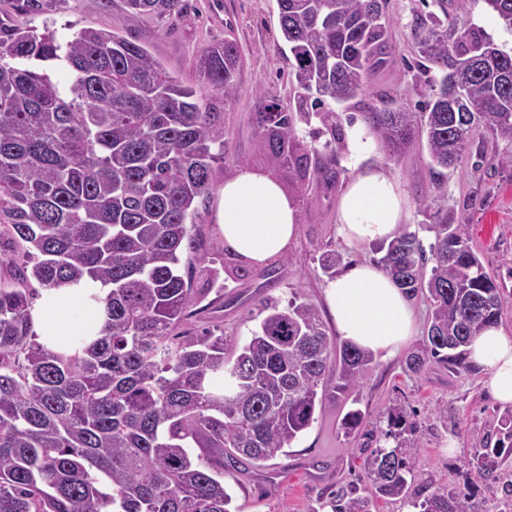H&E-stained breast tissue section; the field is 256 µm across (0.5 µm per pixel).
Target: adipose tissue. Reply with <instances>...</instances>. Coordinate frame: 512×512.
I'll use <instances>...</instances> for the list:
<instances>
[{
  "label": "adipose tissue",
  "mask_w": 512,
  "mask_h": 512,
  "mask_svg": "<svg viewBox=\"0 0 512 512\" xmlns=\"http://www.w3.org/2000/svg\"><path fill=\"white\" fill-rule=\"evenodd\" d=\"M373 143L366 132L357 138L354 152L366 164L337 204V232L349 244L391 240L408 217L396 181L368 160ZM213 218L228 251L239 260L262 265L283 254L295 238L299 209L269 172L241 167L225 176ZM107 292V287L88 278L42 289L31 310L39 343L56 352L91 343L101 329ZM325 302L340 336L381 358L395 356L414 334V310L380 266L360 263L338 274L325 288ZM468 361L484 375L499 403L512 404L511 335L500 326L487 327L472 338Z\"/></svg>",
  "instance_id": "ef3b65f1"
}]
</instances>
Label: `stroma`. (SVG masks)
I'll return each mask as SVG.
<instances>
[{
	"instance_id": "1",
	"label": "stroma",
	"mask_w": 512,
	"mask_h": 512,
	"mask_svg": "<svg viewBox=\"0 0 512 512\" xmlns=\"http://www.w3.org/2000/svg\"><path fill=\"white\" fill-rule=\"evenodd\" d=\"M429 14H445L457 24L479 27L512 54V32L497 22L484 0H472L463 11L456 9L454 0H384L390 61L367 80L356 99L337 106L341 139L333 140L316 121L299 127L306 140L326 146L327 156L336 161L338 179L332 185L313 183L314 202L300 205L298 234L287 250L296 265L281 264L272 287L260 266L252 267L244 279L226 277L223 296L208 295L181 323V330L217 327L242 342L263 319L260 299L269 297L284 307L298 296L316 307L327 335L338 340L323 299L328 277L319 259L333 250L341 254L346 268L359 262L374 264L380 258L376 245L349 247L341 241L336 233L337 202L356 172L352 145L366 128L361 118L365 108L386 103L417 112L429 96L433 75L418 68L414 37L417 17ZM122 18V0H65L59 10L49 13L22 11L15 0H0V20L18 26L39 31L48 27L63 37L85 26L122 32L159 58L170 74L191 85L197 82L198 51L226 38L235 40L241 57L239 90L223 109L228 148L215 180L223 182L242 161L268 169L266 156L255 148L253 114L270 100L286 103L295 95L288 81L289 50L281 37L276 0H188L184 15L176 20L144 16L127 30ZM506 153H512V140L477 125L470 131L458 168L433 173L421 141L396 157L376 151L373 160L386 168L404 193L408 203L404 228L416 233L422 246L433 243L431 226L436 222L433 209L422 206L423 197L447 209L455 223L468 225L473 249L498 277L504 302L500 325L512 335V165L499 161ZM411 304L416 333L396 358H374L348 398L337 399L335 409L319 415L264 469L240 464L225 473L235 512H324L338 490L366 493L368 458L383 445L393 410L402 412L416 429L414 488L419 495L445 489L466 497L472 512H512V456L497 461L489 473L463 464L480 448L495 445L505 408L487 394L474 368L451 373L429 363L418 372L409 369L407 361L421 350L430 316L424 293H417ZM354 405L363 412L364 423L357 436L348 437L341 420ZM452 438L458 448L451 456L446 447Z\"/></svg>"
}]
</instances>
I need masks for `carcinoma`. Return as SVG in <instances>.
<instances>
[{
	"label": "carcinoma",
	"mask_w": 512,
	"mask_h": 512,
	"mask_svg": "<svg viewBox=\"0 0 512 512\" xmlns=\"http://www.w3.org/2000/svg\"><path fill=\"white\" fill-rule=\"evenodd\" d=\"M512 31V0H484ZM124 23L150 14L176 19L185 0H123ZM297 92L277 111L254 116L256 148L286 167L297 194L336 180L333 161L298 123L316 118L336 133L334 104L361 91L387 63L382 0H277ZM419 57L436 71L420 112L371 106L364 122L388 155L426 140L431 168L456 166L480 124L512 140V55L480 30L438 17L415 22ZM70 72L61 85L50 70ZM195 90L144 46L110 29L70 38L0 23V512H231L224 449L257 465L271 460L336 407L369 372L372 355L327 335L315 306L266 299L258 330L238 345L207 328L175 335L200 295L224 291L215 258L182 273L196 254L195 232L224 163L218 104L238 93L240 56L224 40L201 49ZM431 258L413 232L399 230L380 258L409 298L431 309L418 372L433 362L466 368L470 339L501 320V288L469 245L465 224L437 210ZM430 271H425L427 262ZM202 273L205 287L193 286ZM84 278L110 288L99 337L70 353L35 340L36 289ZM336 375L328 392L326 375ZM214 375L224 384L215 389ZM364 415L342 418L346 436ZM400 413L388 417L392 448L371 452L372 495L338 492L332 512H371L373 499L398 497L414 512H470L445 490L412 494L417 439ZM490 452L465 460L489 467L512 455V413Z\"/></svg>",
	"instance_id": "obj_1"
}]
</instances>
